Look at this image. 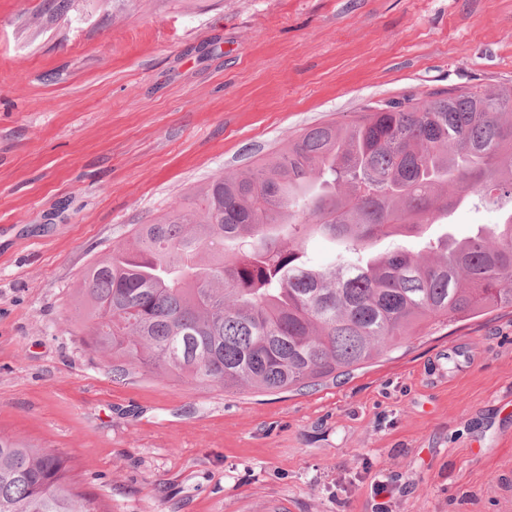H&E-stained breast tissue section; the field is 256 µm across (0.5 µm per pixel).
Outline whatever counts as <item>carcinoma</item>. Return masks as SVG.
<instances>
[{
	"label": "carcinoma",
	"mask_w": 512,
	"mask_h": 512,
	"mask_svg": "<svg viewBox=\"0 0 512 512\" xmlns=\"http://www.w3.org/2000/svg\"><path fill=\"white\" fill-rule=\"evenodd\" d=\"M504 211L458 239L434 224ZM329 240L313 265L305 244ZM414 236L412 251H378ZM75 320L116 371L281 393L335 382L430 326L512 308V87L368 103L210 181L96 260ZM0 512H104L68 457L0 436Z\"/></svg>",
	"instance_id": "cac0c4a2"
}]
</instances>
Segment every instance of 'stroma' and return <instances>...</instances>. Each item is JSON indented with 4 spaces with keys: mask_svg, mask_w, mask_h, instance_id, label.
<instances>
[{
    "mask_svg": "<svg viewBox=\"0 0 512 512\" xmlns=\"http://www.w3.org/2000/svg\"><path fill=\"white\" fill-rule=\"evenodd\" d=\"M472 85H512V0H0V435L108 512H512V309L281 394L113 373L71 320L132 225L303 128Z\"/></svg>",
    "mask_w": 512,
    "mask_h": 512,
    "instance_id": "obj_1",
    "label": "stroma"
}]
</instances>
